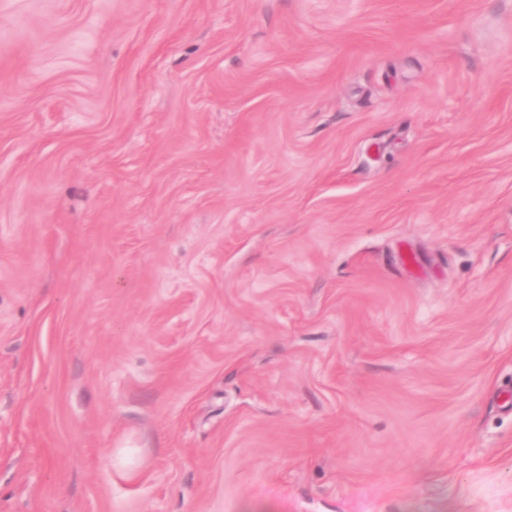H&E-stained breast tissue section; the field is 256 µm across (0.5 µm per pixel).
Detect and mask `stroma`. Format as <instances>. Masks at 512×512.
I'll return each instance as SVG.
<instances>
[{"mask_svg": "<svg viewBox=\"0 0 512 512\" xmlns=\"http://www.w3.org/2000/svg\"><path fill=\"white\" fill-rule=\"evenodd\" d=\"M0 512H512V0H0Z\"/></svg>", "mask_w": 512, "mask_h": 512, "instance_id": "35a3bbf8", "label": "stroma"}]
</instances>
